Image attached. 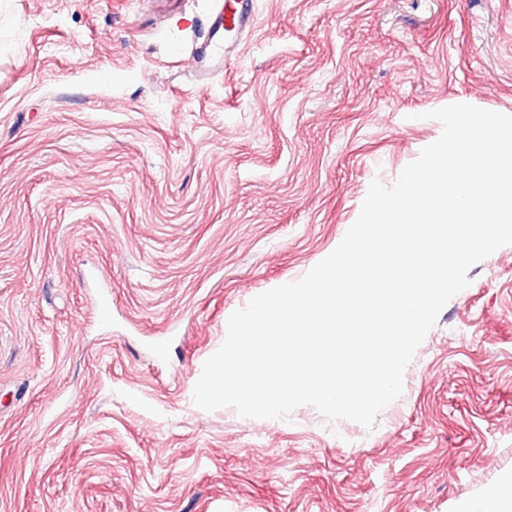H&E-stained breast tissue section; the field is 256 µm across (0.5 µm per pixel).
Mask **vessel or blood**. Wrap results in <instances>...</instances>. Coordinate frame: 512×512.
<instances>
[{
	"label": "vessel or blood",
	"instance_id": "b4317fda",
	"mask_svg": "<svg viewBox=\"0 0 512 512\" xmlns=\"http://www.w3.org/2000/svg\"><path fill=\"white\" fill-rule=\"evenodd\" d=\"M253 8V0H216L209 37L191 50L200 80L223 70L230 46L251 29Z\"/></svg>",
	"mask_w": 512,
	"mask_h": 512
}]
</instances>
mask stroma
<instances>
[{
	"mask_svg": "<svg viewBox=\"0 0 512 512\" xmlns=\"http://www.w3.org/2000/svg\"><path fill=\"white\" fill-rule=\"evenodd\" d=\"M0 0V512H466L512 483V245L374 428L198 408L231 314L442 132L512 115V0ZM253 8V0H216L207 41L191 49L200 64L199 80L206 81L223 70L229 46L251 29Z\"/></svg>",
	"mask_w": 512,
	"mask_h": 512,
	"instance_id": "35a3bbf8",
	"label": "stroma"
}]
</instances>
